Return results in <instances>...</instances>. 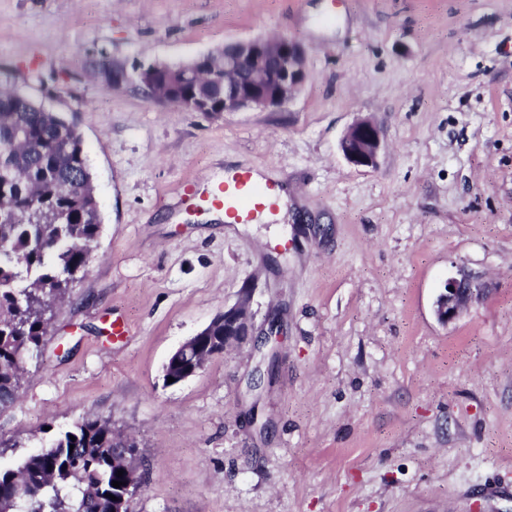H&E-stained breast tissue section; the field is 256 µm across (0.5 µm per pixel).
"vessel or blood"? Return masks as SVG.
Instances as JSON below:
<instances>
[{
    "label": "vessel or blood",
    "instance_id": "b4317fda",
    "mask_svg": "<svg viewBox=\"0 0 512 512\" xmlns=\"http://www.w3.org/2000/svg\"><path fill=\"white\" fill-rule=\"evenodd\" d=\"M281 192V182L258 183L253 179L252 170L239 169L219 186L192 190L191 197L197 210L220 211L229 223L246 224L253 214L272 209Z\"/></svg>",
    "mask_w": 512,
    "mask_h": 512
}]
</instances>
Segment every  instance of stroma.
Masks as SVG:
<instances>
[{
  "mask_svg": "<svg viewBox=\"0 0 512 512\" xmlns=\"http://www.w3.org/2000/svg\"><path fill=\"white\" fill-rule=\"evenodd\" d=\"M264 35L306 49L278 109L101 78ZM1 87L77 126L103 218L0 411L1 468L90 414L138 442L132 512H512V0H0ZM364 116L373 170L339 147ZM246 164L285 183L283 216L182 203ZM462 277L479 292L441 323ZM245 294L250 340L165 385ZM449 287H453V291ZM478 291L479 288L469 279L448 280L435 303V313L439 321L447 324L456 319L460 310Z\"/></svg>",
  "mask_w": 512,
  "mask_h": 512,
  "instance_id": "35a3bbf8",
  "label": "stroma"
}]
</instances>
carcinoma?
I'll return each mask as SVG.
<instances>
[{
	"label": "carcinoma",
	"instance_id": "1",
	"mask_svg": "<svg viewBox=\"0 0 512 512\" xmlns=\"http://www.w3.org/2000/svg\"><path fill=\"white\" fill-rule=\"evenodd\" d=\"M224 94L198 79L182 95ZM103 219L76 125L15 91L0 90V409L17 399L27 358L46 335L50 300L86 271ZM122 435L85 415L15 469H0L5 512H112L108 494L121 466L112 449ZM31 487L12 498L13 486Z\"/></svg>",
	"mask_w": 512,
	"mask_h": 512
}]
</instances>
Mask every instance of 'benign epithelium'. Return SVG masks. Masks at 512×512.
I'll list each match as a JSON object with an SVG mask.
<instances>
[{
  "mask_svg": "<svg viewBox=\"0 0 512 512\" xmlns=\"http://www.w3.org/2000/svg\"><path fill=\"white\" fill-rule=\"evenodd\" d=\"M194 76H209L210 81L224 83V99L215 105L206 99L190 101L192 112H210L221 115L241 110H268L288 103L308 82L305 50L286 37H256L224 45L218 53L208 52L186 63ZM344 158L358 168L377 167L383 141L380 130L370 117L357 119L340 141ZM478 288L473 281L450 279L435 303L439 321L449 323L468 304ZM249 293H244L234 307L214 318L204 329L183 342L168 358L167 364L189 368L174 378L181 383L202 371L213 357L222 351L211 349V336L216 331L224 334V344L246 340L251 336L252 324L248 311ZM142 488L140 476L132 473L124 487L126 494L116 501L113 512H123L129 498Z\"/></svg>",
  "mask_w": 512,
  "mask_h": 512,
  "instance_id": "obj_1",
  "label": "benign epithelium"
}]
</instances>
